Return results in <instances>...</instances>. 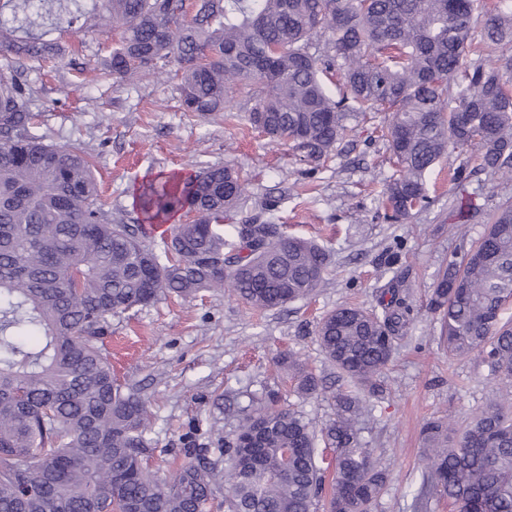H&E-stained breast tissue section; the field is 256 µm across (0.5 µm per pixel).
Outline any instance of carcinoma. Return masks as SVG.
I'll return each mask as SVG.
<instances>
[{
    "label": "carcinoma",
    "mask_w": 512,
    "mask_h": 512,
    "mask_svg": "<svg viewBox=\"0 0 512 512\" xmlns=\"http://www.w3.org/2000/svg\"><path fill=\"white\" fill-rule=\"evenodd\" d=\"M0 52L17 67L57 55L39 37L20 40L46 0H5ZM121 39L107 62L115 82L147 68L181 72L184 111L207 116L248 90L251 127L290 142L313 163L329 158L365 112H388L396 166L384 185L386 217L404 222L433 203L425 175L449 151L475 149L482 169L512 178V8L486 11L474 53V0H95ZM328 37L326 48L317 40ZM339 75L336 95L322 76ZM31 90L0 72V512H210L218 474L191 457L168 478L145 456L148 413L119 383L99 341L112 316L160 297L222 290L253 310L311 296L329 254L282 224H234L224 212L246 201L248 184L229 166L172 172L134 194L143 223L112 216L101 201L93 157L36 131ZM188 210L158 251L145 224ZM512 201L499 203L487 230L439 273L427 312L440 323L448 357H479L506 386L497 402L459 429L432 418L421 428L422 468L412 499L424 512L446 499L455 512L491 503L512 512ZM399 288L378 307L340 305L316 335L326 360L353 385L330 399L333 417L315 425L278 405L250 399L224 438V512H374L388 473L360 437L367 395L413 321ZM288 368L302 396L319 377L294 354ZM267 425L262 448L246 446Z\"/></svg>",
    "instance_id": "carcinoma-1"
}]
</instances>
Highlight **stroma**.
<instances>
[{"instance_id": "obj_1", "label": "stroma", "mask_w": 512, "mask_h": 512, "mask_svg": "<svg viewBox=\"0 0 512 512\" xmlns=\"http://www.w3.org/2000/svg\"><path fill=\"white\" fill-rule=\"evenodd\" d=\"M36 34L65 50L63 60L29 63L22 74L38 130L49 142L90 149L106 208L132 212L134 192L159 174L230 166L250 183L246 205L227 213L225 225L282 224L288 234L316 239L331 253L317 292L282 308L255 311L206 291L113 316L105 346L115 377L146 403L151 468L168 476L184 462L191 440L223 465L217 446L235 431L237 409L253 396L276 393L282 406L305 419L327 421L331 402L298 397L285 357L296 354L335 383L336 370L316 341L318 320L342 304L375 307L392 285L409 292L415 319L380 378L361 436L391 475L374 512H408L423 422L447 416L466 425L498 393V382L476 356L448 359L426 304L462 241L480 238L488 213L512 201V178L479 170L476 152L443 155L427 174L434 203L408 222L390 223L379 195L395 171L381 135L385 113L356 118L352 136L315 165L253 132L245 119L253 102L243 94H236L231 111L201 117L184 111L175 66L162 77L146 73L132 82L106 76L104 63L120 38L108 16L73 18L56 10ZM462 164L472 175L450 183L449 170ZM466 199L472 208L458 215Z\"/></svg>"}]
</instances>
